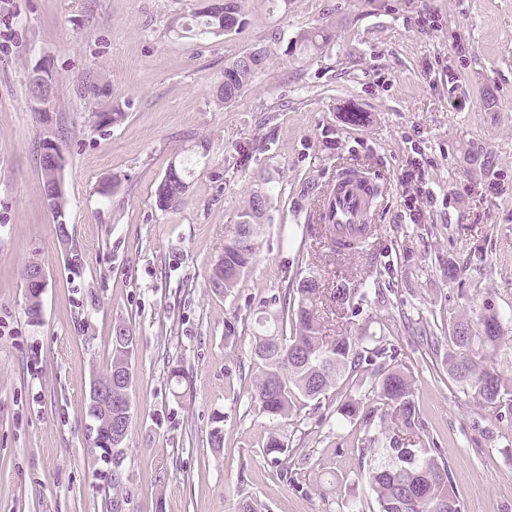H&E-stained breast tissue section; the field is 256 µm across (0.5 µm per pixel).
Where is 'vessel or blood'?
<instances>
[{"mask_svg":"<svg viewBox=\"0 0 512 512\" xmlns=\"http://www.w3.org/2000/svg\"><path fill=\"white\" fill-rule=\"evenodd\" d=\"M378 198L376 185L365 172L342 168L328 204L317 213V221L335 225L337 242L360 238L371 222Z\"/></svg>","mask_w":512,"mask_h":512,"instance_id":"vessel-or-blood-1","label":"vessel or blood"}]
</instances>
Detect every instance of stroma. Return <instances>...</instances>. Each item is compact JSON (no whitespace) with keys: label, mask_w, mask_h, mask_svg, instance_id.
<instances>
[{"label":"stroma","mask_w":512,"mask_h":512,"mask_svg":"<svg viewBox=\"0 0 512 512\" xmlns=\"http://www.w3.org/2000/svg\"><path fill=\"white\" fill-rule=\"evenodd\" d=\"M200 5L0 0V512H107L110 466L93 446L88 395L118 323L136 338L125 512H238L246 498L260 512L374 506L362 416L395 409L373 398L371 378L285 420L252 398L255 315L311 272L326 291V336H382L404 357L416 417L395 437L440 449L463 512H512V403L479 404L445 365L449 322L488 302L512 316V0H241L237 33L169 34ZM425 15L434 26L418 24ZM328 23L329 48L287 54L299 32ZM257 47L269 64L219 105L225 63ZM42 58L55 78L46 112L29 92ZM91 75L98 95L81 94ZM351 108L362 124L346 122ZM111 110L124 120L98 124ZM49 140L63 154L61 215L43 193ZM183 159L186 198L160 211L157 186ZM347 164L382 200L367 248L339 256L308 227L317 192ZM268 180L281 191L254 263L231 293L215 292L212 267ZM423 184L433 198L418 195ZM32 260L48 275L35 314L23 280ZM362 282L382 294L354 317L331 295ZM352 396L360 413L347 418L339 408ZM217 425L219 449L208 442ZM272 436L293 450L290 477L264 453Z\"/></svg>","instance_id":"35a3bbf8"}]
</instances>
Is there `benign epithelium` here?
<instances>
[{
  "instance_id": "benign-epithelium-1",
  "label": "benign epithelium",
  "mask_w": 512,
  "mask_h": 512,
  "mask_svg": "<svg viewBox=\"0 0 512 512\" xmlns=\"http://www.w3.org/2000/svg\"><path fill=\"white\" fill-rule=\"evenodd\" d=\"M49 66L41 63L35 66L30 75V85L37 90L35 102L44 110L51 103V99L42 92L49 81ZM43 156L48 158L50 169L53 173L62 171V157L57 144L48 141L44 145ZM25 276L32 292L29 294L30 306L39 310L41 295L47 285V275L44 266L39 262H33L26 267ZM132 385L131 373L117 368L108 378L92 380L89 392V407L92 412V420L96 424L109 429L107 438L100 441L99 445L112 450L122 447L126 431L123 426L131 419V403L112 404V385Z\"/></svg>"
}]
</instances>
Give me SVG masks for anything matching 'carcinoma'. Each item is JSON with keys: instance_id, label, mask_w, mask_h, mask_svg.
I'll return each mask as SVG.
<instances>
[{"instance_id": "obj_1", "label": "carcinoma", "mask_w": 512, "mask_h": 512, "mask_svg": "<svg viewBox=\"0 0 512 512\" xmlns=\"http://www.w3.org/2000/svg\"><path fill=\"white\" fill-rule=\"evenodd\" d=\"M195 27L201 33L229 35L246 24L239 0H224L223 6L194 13ZM334 39L330 24L313 27L298 33L289 42V54L313 55L323 52ZM270 60L268 51L257 47L224 65V85L217 98L224 105H231L256 75L266 68ZM189 184L184 170L173 164L168 176L156 190V206L161 211L171 209L170 199L185 195ZM278 192V186L269 182L265 190L252 197L238 225L236 235L224 245L219 258L221 274H211V287L217 292L235 288L252 265L256 255V238L264 212L256 208L257 201L267 203ZM323 290L318 283L299 281L296 293L277 312L263 311L255 320L258 331L254 334V355L258 359L259 373L253 383V394L259 409L272 417L286 419L293 409L319 399L337 387L344 377L363 365L380 359L372 392L384 406L399 410L403 424H415L414 387L404 365L399 362L396 350L373 336L338 335L330 340L323 336V325L316 315L317 302ZM341 303L356 311L359 302L367 298V291L360 288L342 290ZM480 329L470 321L460 320L448 326V375L459 383L481 404L495 405L511 395L508 383L486 360V354L496 347L497 341L512 325L511 318L503 317L493 307L484 305L479 318ZM289 325V334L279 333L278 323ZM120 337L112 331V358L110 369L130 365L136 340L130 329ZM393 431V427L380 420L371 423L365 415L364 441L360 448L366 454L379 437ZM292 449L279 438L268 440L265 454L280 463L288 460ZM124 449L105 452L112 463L110 484L112 499L110 512H118L126 504L121 493L124 473L121 469ZM364 477L375 495L378 512H463V506L451 486L448 464L437 448H404L396 438L389 440L381 459H370Z\"/></svg>"}]
</instances>
